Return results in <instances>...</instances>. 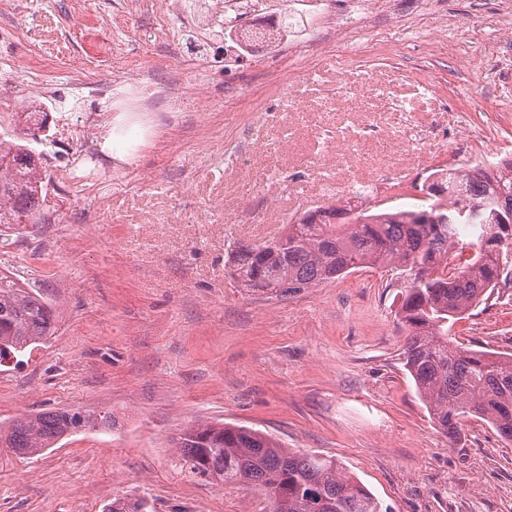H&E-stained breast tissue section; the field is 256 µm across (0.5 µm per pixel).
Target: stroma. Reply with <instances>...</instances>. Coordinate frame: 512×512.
Returning <instances> with one entry per match:
<instances>
[{
  "instance_id": "stroma-1",
  "label": "stroma",
  "mask_w": 512,
  "mask_h": 512,
  "mask_svg": "<svg viewBox=\"0 0 512 512\" xmlns=\"http://www.w3.org/2000/svg\"><path fill=\"white\" fill-rule=\"evenodd\" d=\"M304 23L287 50L243 49L173 18L148 24L150 0H21L0 41V91L46 112L57 146L44 159L59 230L31 263L22 239L0 267L36 282L55 307L52 336L19 365H0V427L45 408L111 410L33 458L0 447V512H103L113 497L154 512H271L245 486L213 487L182 468L173 439L200 420L258 429L282 446L339 460L388 512H512V442L483 421L449 441L430 419L400 361L397 317L410 275L362 268L283 300L237 288L227 263L239 243L283 233L332 193L375 184L371 202L399 198L448 168L465 128L468 150L512 158V40L502 0H446L447 15L365 25L334 0L337 25L356 39H322L318 0H275ZM36 63L20 75L18 59ZM82 61L117 84L145 67V83H205L208 107L148 112L138 149L113 133L111 100L71 81ZM99 116L112 171L85 194L56 178L81 150L76 120ZM238 145L235 153L226 144ZM96 211V222L86 220ZM252 213L253 222L238 220ZM452 338L512 352V288L458 321Z\"/></svg>"
}]
</instances>
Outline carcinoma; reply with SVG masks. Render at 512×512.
Here are the masks:
<instances>
[{"label":"carcinoma","mask_w":512,"mask_h":512,"mask_svg":"<svg viewBox=\"0 0 512 512\" xmlns=\"http://www.w3.org/2000/svg\"><path fill=\"white\" fill-rule=\"evenodd\" d=\"M22 144L0 137V246L38 223L43 212L42 153L47 114ZM421 203L410 209L368 213L360 205L310 210L281 237L231 256L232 277L247 292L270 299L295 296L334 282L358 268L392 265L414 272L397 312L407 327L405 369L432 422L455 441L467 419L488 422L512 442V353L462 348L448 331L486 300L505 272L501 218L512 216V177L477 169L464 174V190L441 171L431 174ZM480 229L470 254L448 253L458 229ZM55 309L30 281L0 270V360L14 359L51 335ZM112 413L49 409L24 416L0 446L33 456L86 428L112 429ZM183 465L216 487L246 485L265 495L272 512H383L379 500L335 458L284 448L271 435L224 422L199 421L173 439ZM103 512H149L143 499L115 497Z\"/></svg>","instance_id":"cac0c4a2"}]
</instances>
